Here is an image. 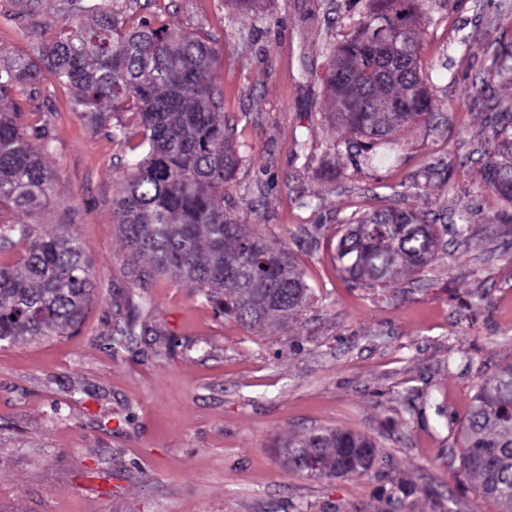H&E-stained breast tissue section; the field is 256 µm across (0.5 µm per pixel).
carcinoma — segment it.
Wrapping results in <instances>:
<instances>
[{"label": "carcinoma", "instance_id": "1", "mask_svg": "<svg viewBox=\"0 0 512 512\" xmlns=\"http://www.w3.org/2000/svg\"><path fill=\"white\" fill-rule=\"evenodd\" d=\"M70 2L76 12L93 14V23L68 19L38 56L18 51L0 60V209L32 213L56 193L44 162L50 136L24 123L22 108L51 78L72 91V109L89 127L134 152L112 199L130 265L142 276L191 284L220 314L279 328L304 306L308 288L283 246L244 233L224 211L237 156L228 146L209 39L126 16L114 0ZM411 19H421L415 0H364L353 31L329 47L333 119L350 134L344 144L357 166L374 165L396 132L439 120L419 73V41L409 62L392 71L384 65L393 28ZM488 75L512 79L511 35L495 39ZM486 143L485 188L511 208L512 98L488 116ZM438 239L435 225L415 211L387 207L346 219L333 260L358 286H388L428 267ZM17 245L20 258L0 263V342L77 330L98 288L85 248L65 224L1 222L0 249ZM139 309L115 305L107 335H131ZM285 447L288 468L312 456L320 479L365 471L377 456L374 442L341 429L290 439ZM458 448L478 493L498 512H512V365L478 387ZM409 493L396 485L385 512H405Z\"/></svg>", "mask_w": 512, "mask_h": 512}]
</instances>
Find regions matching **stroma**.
<instances>
[{
	"label": "stroma",
	"instance_id": "35a3bbf8",
	"mask_svg": "<svg viewBox=\"0 0 512 512\" xmlns=\"http://www.w3.org/2000/svg\"><path fill=\"white\" fill-rule=\"evenodd\" d=\"M117 4L209 37L239 158L224 208L288 248L309 298L273 332L216 315L175 279L136 277L112 209L129 150L43 81L32 106L57 192L31 220L70 225L98 290L74 335L0 343V512H380L396 483L413 512H497L449 448L478 387L512 363V220L482 182L486 117L512 85L467 94L486 45L512 34V0H424L420 74L443 120L397 132L363 170L324 89L326 47L350 34L362 0H257L248 13L229 0ZM65 9L0 0V51L38 54ZM384 207L443 226L442 246L396 285H353L331 258L339 228ZM130 299L162 333L112 346L103 324ZM328 428L372 439L376 469L318 479L277 455Z\"/></svg>",
	"mask_w": 512,
	"mask_h": 512
}]
</instances>
